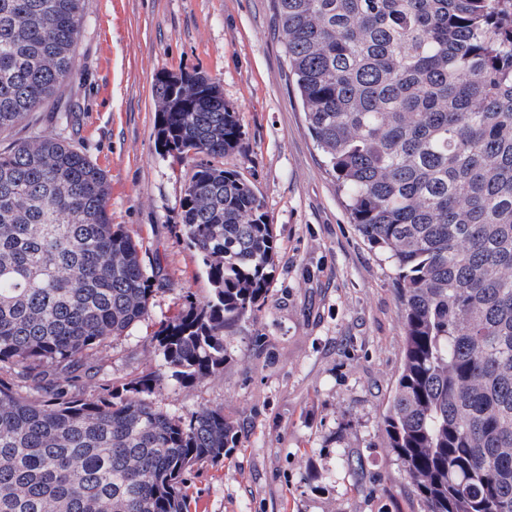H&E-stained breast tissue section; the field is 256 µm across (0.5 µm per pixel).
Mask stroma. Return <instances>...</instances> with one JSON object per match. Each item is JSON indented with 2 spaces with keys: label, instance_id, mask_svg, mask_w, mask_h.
Listing matches in <instances>:
<instances>
[{
  "label": "stroma",
  "instance_id": "1",
  "mask_svg": "<svg viewBox=\"0 0 512 512\" xmlns=\"http://www.w3.org/2000/svg\"><path fill=\"white\" fill-rule=\"evenodd\" d=\"M271 16L270 0H85L72 82L1 132L0 147L59 134L106 173L113 223L164 277L148 318L107 351L112 375L135 373L156 323L209 288L179 232L193 165L158 148L153 85L165 71L216 78L242 119L241 148L224 165L255 186L279 250L266 304L236 326L223 372L155 396L172 413L223 408L239 428L237 448L191 482L198 512H423L381 429L404 342L393 274L315 146Z\"/></svg>",
  "mask_w": 512,
  "mask_h": 512
}]
</instances>
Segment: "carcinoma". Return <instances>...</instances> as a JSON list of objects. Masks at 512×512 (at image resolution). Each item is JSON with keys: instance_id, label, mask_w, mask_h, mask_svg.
<instances>
[{"instance_id": "cac0c4a2", "label": "carcinoma", "mask_w": 512, "mask_h": 512, "mask_svg": "<svg viewBox=\"0 0 512 512\" xmlns=\"http://www.w3.org/2000/svg\"><path fill=\"white\" fill-rule=\"evenodd\" d=\"M84 0H0V131L75 73ZM288 74L350 217L395 275L403 362L385 447L424 512H512V0H271ZM156 139L202 157L181 232L209 297L102 372L148 318L160 269L112 223L110 183L55 135L0 149V512H190L191 477L239 442L224 409L154 395L224 370L278 255L257 190L222 158L238 112L196 69L153 87Z\"/></svg>"}]
</instances>
